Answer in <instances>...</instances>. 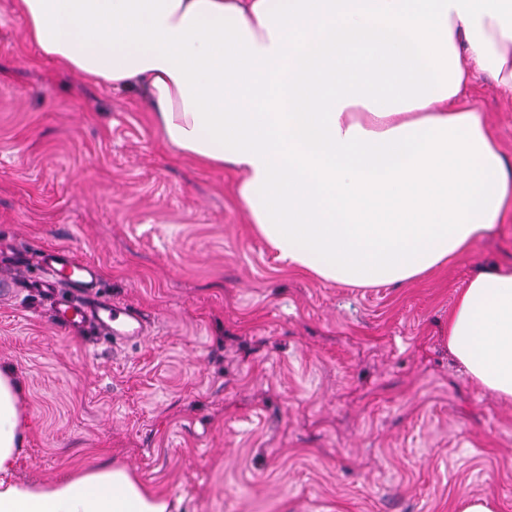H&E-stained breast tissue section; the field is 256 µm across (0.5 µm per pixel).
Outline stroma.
Instances as JSON below:
<instances>
[{
  "label": "stroma",
  "mask_w": 512,
  "mask_h": 512,
  "mask_svg": "<svg viewBox=\"0 0 512 512\" xmlns=\"http://www.w3.org/2000/svg\"><path fill=\"white\" fill-rule=\"evenodd\" d=\"M472 106L512 158V107ZM239 173L162 140L141 96L85 80L0 0V366L27 427L14 477L116 462L178 512H512V401L448 348L456 292L512 267V215L454 262L360 288L283 267L238 206ZM98 267L147 335L113 345L53 316L42 250Z\"/></svg>",
  "instance_id": "obj_1"
}]
</instances>
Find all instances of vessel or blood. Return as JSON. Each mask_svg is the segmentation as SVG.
Returning <instances> with one entry per match:
<instances>
[{
  "label": "vessel or blood",
  "instance_id": "b4317fda",
  "mask_svg": "<svg viewBox=\"0 0 512 512\" xmlns=\"http://www.w3.org/2000/svg\"><path fill=\"white\" fill-rule=\"evenodd\" d=\"M41 267L54 282L67 288L66 296L54 308L58 325L92 327L116 343L136 341L146 335L149 321L143 313L130 306L101 301V282L93 263L80 259L73 251L50 248L41 254Z\"/></svg>",
  "mask_w": 512,
  "mask_h": 512
}]
</instances>
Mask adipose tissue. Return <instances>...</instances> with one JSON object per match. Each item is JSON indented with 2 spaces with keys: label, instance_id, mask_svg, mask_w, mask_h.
<instances>
[{
  "label": "adipose tissue",
  "instance_id": "obj_1",
  "mask_svg": "<svg viewBox=\"0 0 512 512\" xmlns=\"http://www.w3.org/2000/svg\"><path fill=\"white\" fill-rule=\"evenodd\" d=\"M55 63L143 93L164 141L243 175L240 207L284 265L401 284L512 211V160L461 100L476 71L512 92V0H16ZM448 346L512 400V270L472 278ZM0 368V512H170L126 466L10 482L23 446Z\"/></svg>",
  "mask_w": 512,
  "mask_h": 512
}]
</instances>
